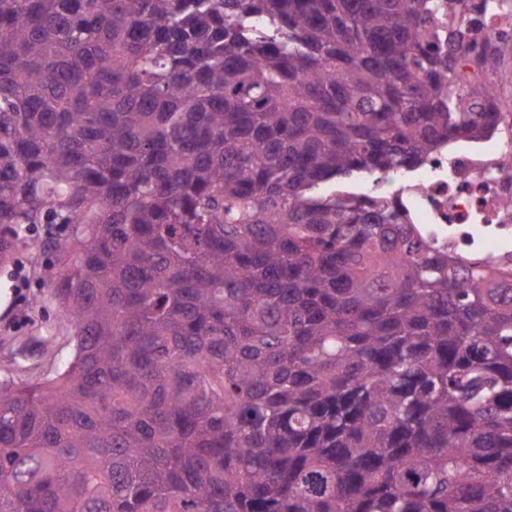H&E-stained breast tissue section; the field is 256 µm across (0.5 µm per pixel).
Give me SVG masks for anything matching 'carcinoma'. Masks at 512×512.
Wrapping results in <instances>:
<instances>
[{
	"mask_svg": "<svg viewBox=\"0 0 512 512\" xmlns=\"http://www.w3.org/2000/svg\"><path fill=\"white\" fill-rule=\"evenodd\" d=\"M512 0H0V512H512V282L346 197L495 129ZM38 236L33 234L29 239L33 244L21 249L10 263L0 264V370L16 358L31 368L25 374L34 378L47 373L51 364L35 347L40 336L53 334L67 354L73 332L53 291L44 285V272L56 264V256L43 250ZM31 349L37 350L32 357L20 359V353Z\"/></svg>",
	"mask_w": 512,
	"mask_h": 512,
	"instance_id": "1",
	"label": "carcinoma"
}]
</instances>
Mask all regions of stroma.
<instances>
[{
	"label": "stroma",
	"instance_id": "obj_1",
	"mask_svg": "<svg viewBox=\"0 0 512 512\" xmlns=\"http://www.w3.org/2000/svg\"><path fill=\"white\" fill-rule=\"evenodd\" d=\"M56 262L55 255L31 244L8 264H0V367L29 352L31 376L50 369L49 357L36 353V341L50 333L60 349H67L73 332L53 291L44 285V272Z\"/></svg>",
	"mask_w": 512,
	"mask_h": 512
}]
</instances>
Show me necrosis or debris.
I'll list each match as a JSON object with an SVG mask.
<instances>
[{"instance_id":"obj_1","label":"necrosis or debris","mask_w":512,"mask_h":512,"mask_svg":"<svg viewBox=\"0 0 512 512\" xmlns=\"http://www.w3.org/2000/svg\"><path fill=\"white\" fill-rule=\"evenodd\" d=\"M462 85L486 87L498 105L493 135L444 145L410 169L378 175L370 193L395 199L413 235L448 258L480 259L512 279V60L469 64Z\"/></svg>"}]
</instances>
